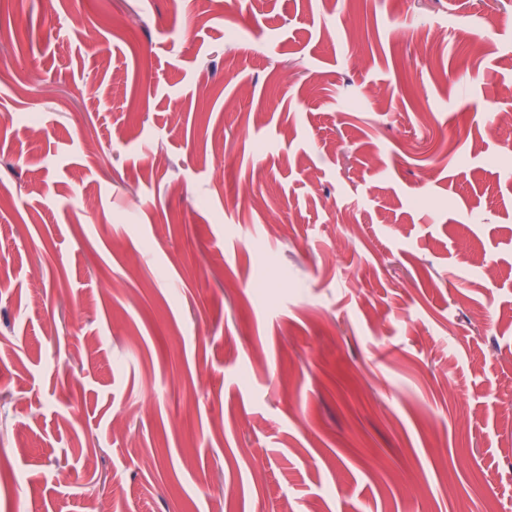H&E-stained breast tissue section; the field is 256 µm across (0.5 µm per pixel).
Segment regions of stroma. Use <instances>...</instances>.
Segmentation results:
<instances>
[{"mask_svg":"<svg viewBox=\"0 0 512 512\" xmlns=\"http://www.w3.org/2000/svg\"><path fill=\"white\" fill-rule=\"evenodd\" d=\"M510 12L0 0V512H512Z\"/></svg>","mask_w":512,"mask_h":512,"instance_id":"1","label":"stroma"}]
</instances>
